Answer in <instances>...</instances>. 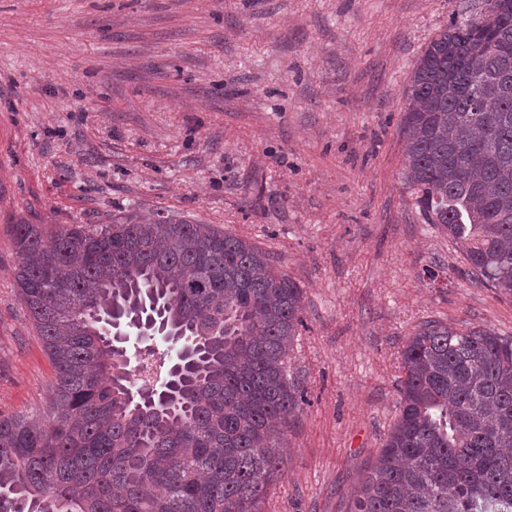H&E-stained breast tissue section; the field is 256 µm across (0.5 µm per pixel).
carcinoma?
Instances as JSON below:
<instances>
[{
  "label": "carcinoma",
  "instance_id": "carcinoma-1",
  "mask_svg": "<svg viewBox=\"0 0 512 512\" xmlns=\"http://www.w3.org/2000/svg\"><path fill=\"white\" fill-rule=\"evenodd\" d=\"M454 18L403 89L406 184L471 273L512 297V0ZM18 297L54 369L48 413L0 412V512H262L303 290L213 224H15ZM172 339L167 394L129 334ZM349 512H512V336L430 322Z\"/></svg>",
  "mask_w": 512,
  "mask_h": 512
}]
</instances>
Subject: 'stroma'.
I'll use <instances>...</instances> for the list:
<instances>
[{"label": "stroma", "mask_w": 512, "mask_h": 512, "mask_svg": "<svg viewBox=\"0 0 512 512\" xmlns=\"http://www.w3.org/2000/svg\"><path fill=\"white\" fill-rule=\"evenodd\" d=\"M484 0H0V411L54 370L13 279L18 223L160 210L232 230L304 291L307 402L263 512H347L426 322L512 335L404 181L402 96Z\"/></svg>", "instance_id": "35a3bbf8"}]
</instances>
